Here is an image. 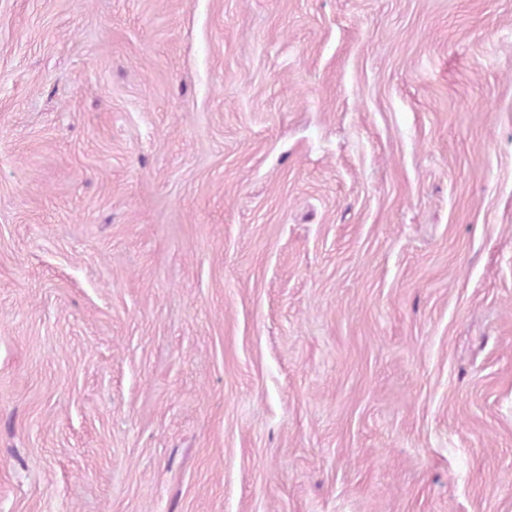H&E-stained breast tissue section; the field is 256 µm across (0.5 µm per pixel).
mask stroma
Listing matches in <instances>:
<instances>
[{
    "label": "stroma",
    "mask_w": 512,
    "mask_h": 512,
    "mask_svg": "<svg viewBox=\"0 0 512 512\" xmlns=\"http://www.w3.org/2000/svg\"><path fill=\"white\" fill-rule=\"evenodd\" d=\"M0 512H512V0H0Z\"/></svg>",
    "instance_id": "stroma-1"
}]
</instances>
